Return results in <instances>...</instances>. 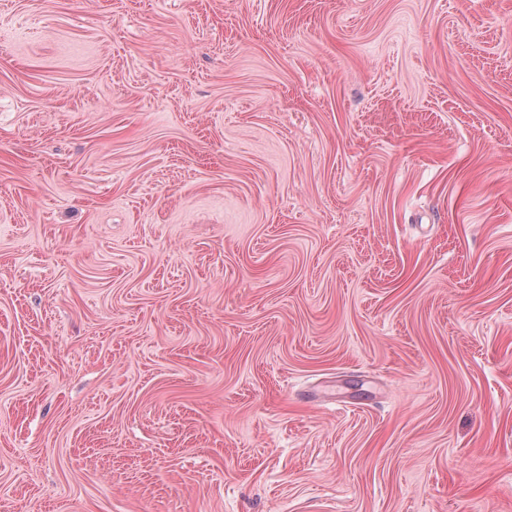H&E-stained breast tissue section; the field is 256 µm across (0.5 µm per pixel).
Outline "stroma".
Masks as SVG:
<instances>
[{
  "label": "stroma",
  "mask_w": 512,
  "mask_h": 512,
  "mask_svg": "<svg viewBox=\"0 0 512 512\" xmlns=\"http://www.w3.org/2000/svg\"><path fill=\"white\" fill-rule=\"evenodd\" d=\"M0 512H512V0H0Z\"/></svg>",
  "instance_id": "35a3bbf8"
}]
</instances>
